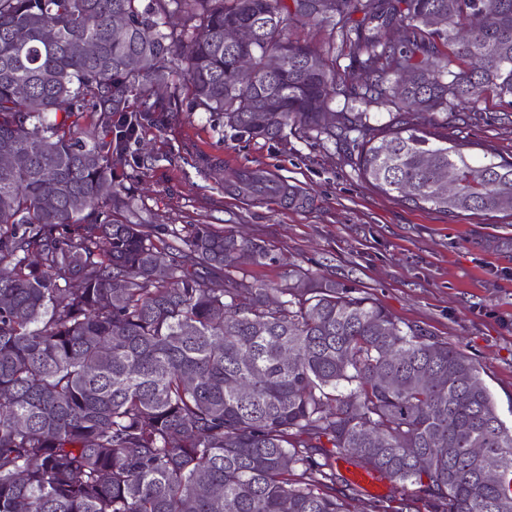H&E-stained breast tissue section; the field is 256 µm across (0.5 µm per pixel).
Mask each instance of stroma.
<instances>
[{
	"label": "stroma",
	"mask_w": 512,
	"mask_h": 512,
	"mask_svg": "<svg viewBox=\"0 0 512 512\" xmlns=\"http://www.w3.org/2000/svg\"><path fill=\"white\" fill-rule=\"evenodd\" d=\"M290 32L324 54L337 80L350 81L353 43L313 22ZM177 104L143 124L139 143L115 168L118 183L136 191L144 218L176 230L210 224L264 244L277 261L249 267L258 282L283 284L296 267L368 294L471 357L512 426L511 213L417 208L370 187L350 142L312 132L252 139L187 96ZM469 109L474 117L462 134L470 154L490 143L512 157V99L488 91ZM270 174L301 203L270 196Z\"/></svg>",
	"instance_id": "1"
}]
</instances>
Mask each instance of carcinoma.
Masks as SVG:
<instances>
[{"instance_id": "cac0c4a2", "label": "carcinoma", "mask_w": 512, "mask_h": 512, "mask_svg": "<svg viewBox=\"0 0 512 512\" xmlns=\"http://www.w3.org/2000/svg\"><path fill=\"white\" fill-rule=\"evenodd\" d=\"M481 3L0 0V153L15 155L0 167V512H351L345 458L413 487L371 512H512V428L470 357L344 283L300 269L275 288L249 281L240 266L274 263L267 247L210 224L162 235L112 168L178 69L196 106L240 133L356 132L373 187L448 214L512 211V159L485 145L473 160L437 119L489 90L512 97V0ZM242 21L258 38L240 59L224 26ZM301 21L353 40L363 79L341 86L322 54L307 61L288 37ZM340 94L394 116L328 123ZM87 113L101 120L89 140ZM471 448L497 459L496 484Z\"/></svg>"}]
</instances>
